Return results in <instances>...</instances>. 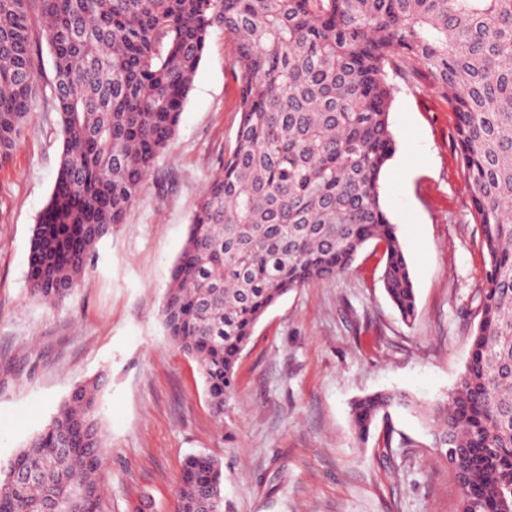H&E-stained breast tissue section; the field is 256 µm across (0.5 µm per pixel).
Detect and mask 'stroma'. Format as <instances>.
<instances>
[{"label":"stroma","instance_id":"1","mask_svg":"<svg viewBox=\"0 0 512 512\" xmlns=\"http://www.w3.org/2000/svg\"><path fill=\"white\" fill-rule=\"evenodd\" d=\"M51 78L45 50L39 93L0 167V472L76 385L97 379L109 448L98 512H174L192 454L220 462L230 512H459L454 474L421 416L392 411L363 442L350 415L353 400L383 390L444 400L469 358L484 266L446 101L417 83L390 112L397 150L383 203L409 260L414 321L387 298L381 252L367 244L348 270L289 291L262 316L217 417L160 312L192 212L234 147L232 48L212 30L172 147L125 224L98 243L83 285L55 305L28 280L61 141Z\"/></svg>","mask_w":512,"mask_h":512}]
</instances>
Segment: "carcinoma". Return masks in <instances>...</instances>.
Instances as JSON below:
<instances>
[{
	"instance_id": "obj_1",
	"label": "carcinoma",
	"mask_w": 512,
	"mask_h": 512,
	"mask_svg": "<svg viewBox=\"0 0 512 512\" xmlns=\"http://www.w3.org/2000/svg\"><path fill=\"white\" fill-rule=\"evenodd\" d=\"M52 56L61 125L57 178L35 225L31 294L66 299L99 240L173 143L215 28L234 51L235 145L190 220L161 309L167 335L197 360L215 416L255 325L283 295L348 270L382 246L384 287L402 318L416 298L381 175L397 150L403 64L455 117L485 252L479 324L448 398L424 408L451 448L461 512H512V0H0V165L10 162L37 74L35 23ZM99 384L77 386L17 453L30 472L0 492V512H96L108 455ZM402 392L357 400L362 440ZM176 512H224L222 471L188 457Z\"/></svg>"
}]
</instances>
